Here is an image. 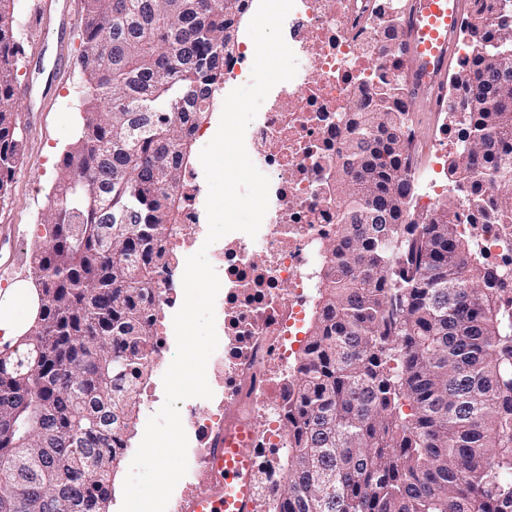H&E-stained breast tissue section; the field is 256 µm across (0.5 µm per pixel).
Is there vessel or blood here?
I'll return each instance as SVG.
<instances>
[{
	"instance_id": "1",
	"label": "vessel or blood",
	"mask_w": 512,
	"mask_h": 512,
	"mask_svg": "<svg viewBox=\"0 0 512 512\" xmlns=\"http://www.w3.org/2000/svg\"><path fill=\"white\" fill-rule=\"evenodd\" d=\"M463 22V0H408L400 51L405 84L412 100L424 101L430 114L448 104V74ZM255 428L229 412L223 432L209 450V481L180 512H256Z\"/></svg>"
}]
</instances>
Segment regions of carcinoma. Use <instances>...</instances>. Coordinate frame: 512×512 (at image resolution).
<instances>
[{
  "label": "carcinoma",
  "instance_id": "cac0c4a2",
  "mask_svg": "<svg viewBox=\"0 0 512 512\" xmlns=\"http://www.w3.org/2000/svg\"><path fill=\"white\" fill-rule=\"evenodd\" d=\"M243 0H86L80 133L65 151L33 260L38 312L0 344V512H109L121 448L154 366L172 267L162 243L195 131L224 83ZM473 41L512 52L503 0ZM22 53L0 6V202L23 153ZM399 79L361 84L332 169L335 237L319 245L309 335L290 367L288 450L275 512H512V288L464 234L452 201L412 195ZM512 83L475 55L450 80L488 98ZM468 218L512 224V112L489 103L457 129ZM380 223H368L372 212Z\"/></svg>",
  "mask_w": 512,
  "mask_h": 512
}]
</instances>
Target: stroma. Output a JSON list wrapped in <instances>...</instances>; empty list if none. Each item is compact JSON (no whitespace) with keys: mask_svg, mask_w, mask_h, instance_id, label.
Returning <instances> with one entry per match:
<instances>
[{"mask_svg":"<svg viewBox=\"0 0 512 512\" xmlns=\"http://www.w3.org/2000/svg\"><path fill=\"white\" fill-rule=\"evenodd\" d=\"M35 3L36 0H14L23 53L18 71V82L22 85L41 79L39 64L33 57L34 45L57 35L53 28L31 27ZM67 39L68 63L47 87L39 111L15 115L24 134V147L9 199L0 205L1 292L15 282L31 279V256L39 244L33 229L46 217L48 197L56 183L60 161L77 133L82 79L77 59L82 47L78 31L68 30Z\"/></svg>","mask_w":512,"mask_h":512,"instance_id":"1","label":"stroma"}]
</instances>
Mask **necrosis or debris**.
<instances>
[{"instance_id":"4bbe7bcc","label":"necrosis or debris","mask_w":512,"mask_h":512,"mask_svg":"<svg viewBox=\"0 0 512 512\" xmlns=\"http://www.w3.org/2000/svg\"><path fill=\"white\" fill-rule=\"evenodd\" d=\"M403 20L401 0H295L284 21L297 74L268 94L245 133L270 181L269 208L256 237L228 235L222 247L208 253L224 284L216 305L219 346L207 364L213 396L203 413L190 403L179 405L191 446L190 467L179 498L168 503L169 512H177L180 497L204 491L207 448L230 409L263 424L256 434L255 494L257 512H272L284 479L280 453L288 444L283 422L288 365L305 330L318 246L336 229L331 166L347 138L336 117L347 111L353 88L372 77L374 65H383L386 75L400 74L403 61L384 50L379 24L399 27ZM457 149L453 139L429 143L422 163L410 165L413 197L422 207H430L443 192L440 175ZM201 191L197 168H187L179 228L165 243L175 263L157 283L160 308L176 311L183 303L180 259L202 241ZM464 231L487 245L496 260H507L512 277L511 224L468 223Z\"/></svg>"}]
</instances>
